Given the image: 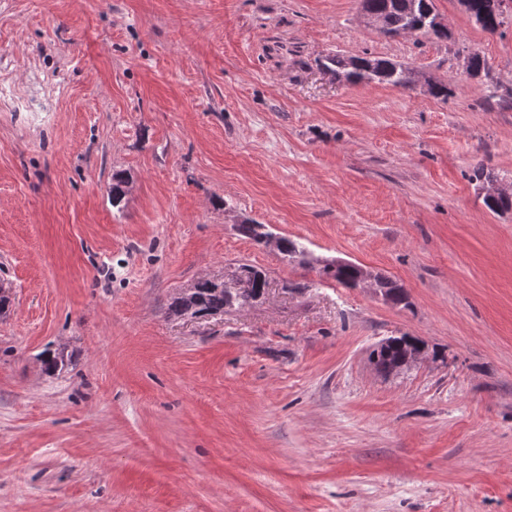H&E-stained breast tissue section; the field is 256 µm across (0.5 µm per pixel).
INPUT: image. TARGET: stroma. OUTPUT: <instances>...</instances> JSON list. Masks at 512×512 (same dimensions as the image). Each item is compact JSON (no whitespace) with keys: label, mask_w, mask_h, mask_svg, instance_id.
I'll return each mask as SVG.
<instances>
[{"label":"stroma","mask_w":512,"mask_h":512,"mask_svg":"<svg viewBox=\"0 0 512 512\" xmlns=\"http://www.w3.org/2000/svg\"><path fill=\"white\" fill-rule=\"evenodd\" d=\"M434 5L447 38L360 0H0V512H512V211L473 176L512 179V0L493 33ZM336 53L419 82L336 80ZM245 264L262 299L169 314ZM402 334L443 360L380 375ZM325 264H328L329 266L332 267H341L348 264L354 266L357 271V277L355 281L356 287L364 285L365 288H375L376 281L378 278L380 292L384 297L387 298L389 302H391L394 305H406L407 293L404 287L398 284L396 281H393L382 276L377 277V274H374L373 272L363 268L362 266L355 265L345 260H334L331 262H327Z\"/></svg>","instance_id":"1"}]
</instances>
